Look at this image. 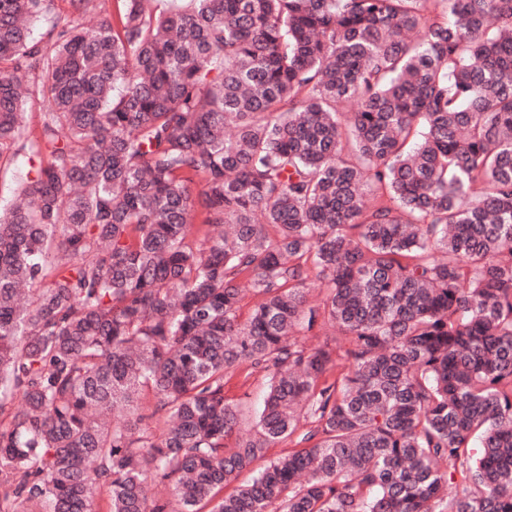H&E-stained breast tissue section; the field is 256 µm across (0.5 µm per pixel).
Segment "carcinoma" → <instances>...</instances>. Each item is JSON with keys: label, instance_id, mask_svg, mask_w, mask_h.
Here are the masks:
<instances>
[{"label": "carcinoma", "instance_id": "1", "mask_svg": "<svg viewBox=\"0 0 512 512\" xmlns=\"http://www.w3.org/2000/svg\"><path fill=\"white\" fill-rule=\"evenodd\" d=\"M55 2L0 0V512H512V0ZM250 369H241L229 374L225 379L224 394L230 402H249L258 405L266 391L265 380L259 373L249 374Z\"/></svg>", "mask_w": 512, "mask_h": 512}]
</instances>
